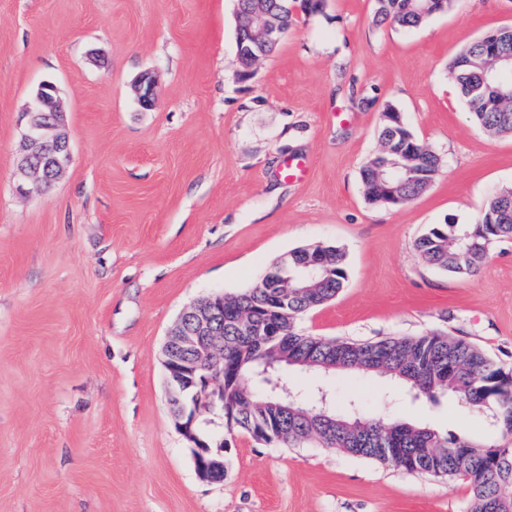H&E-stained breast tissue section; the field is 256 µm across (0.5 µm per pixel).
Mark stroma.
Listing matches in <instances>:
<instances>
[{
  "label": "stroma",
  "instance_id": "stroma-1",
  "mask_svg": "<svg viewBox=\"0 0 512 512\" xmlns=\"http://www.w3.org/2000/svg\"><path fill=\"white\" fill-rule=\"evenodd\" d=\"M236 0H0V512H469L460 479L234 432L223 482L196 474L162 347L201 298L256 283L288 251L346 254L310 336L438 332L512 369V241L475 275L428 266L430 225L474 223L512 187V134L470 117L448 64L512 26V0H455L422 26L375 25V0L290 5L277 48L236 76ZM157 90L141 108V77ZM54 81L71 160L16 190L22 115ZM393 106L443 160L426 193L369 204L360 170ZM306 158L309 172L281 169ZM332 407L502 443L481 413L392 379L290 368Z\"/></svg>",
  "mask_w": 512,
  "mask_h": 512
}]
</instances>
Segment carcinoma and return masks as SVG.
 I'll return each mask as SVG.
<instances>
[{
    "label": "carcinoma",
    "instance_id": "obj_1",
    "mask_svg": "<svg viewBox=\"0 0 512 512\" xmlns=\"http://www.w3.org/2000/svg\"><path fill=\"white\" fill-rule=\"evenodd\" d=\"M376 24L416 28L452 5V0H377ZM252 10L288 32L291 12L288 0H237V15ZM506 38L512 53V33L492 29L465 47L462 55L473 56L485 40ZM274 46L269 45L238 57L241 80L249 79L253 66ZM448 72L459 86L474 121L492 134L512 132V96L499 99L472 89L474 78L448 63ZM48 127V148L35 164L49 173L66 163L62 149L55 147L64 133L54 112L39 117ZM380 148L360 171L366 201L389 206L385 201L386 174L403 169L409 175L395 186V205L417 198L426 191L419 174L433 179L441 169L439 155L418 140L409 128L382 120ZM512 205V188L495 192L473 224H434L420 236L415 247L430 266L451 274H469L480 269L492 244L512 239V214L499 219ZM346 279L345 254L335 246L315 245L289 251L288 272L274 277L266 270L252 286L224 297V320L214 324L215 335L224 339V426L228 432L245 431L268 445L316 443L340 449L352 456L376 460L407 472L437 477L461 478L472 492L471 512H512V446H499L468 436L442 433L428 425L402 420L381 421L372 417L343 416L327 411L321 419L307 412L305 393L296 392V402L275 401L263 373L277 378L284 360L300 362V368L380 373L397 379L417 397L429 400L450 395L471 410L490 409L499 418L497 432L512 437V376L479 347L445 334L431 332L419 337H387L374 342L343 341L306 335L299 326L303 315L331 302ZM272 323L282 327L281 336H267ZM454 371H448V365ZM465 449L464 459L452 456ZM496 465L488 466L489 459Z\"/></svg>",
    "mask_w": 512,
    "mask_h": 512
}]
</instances>
